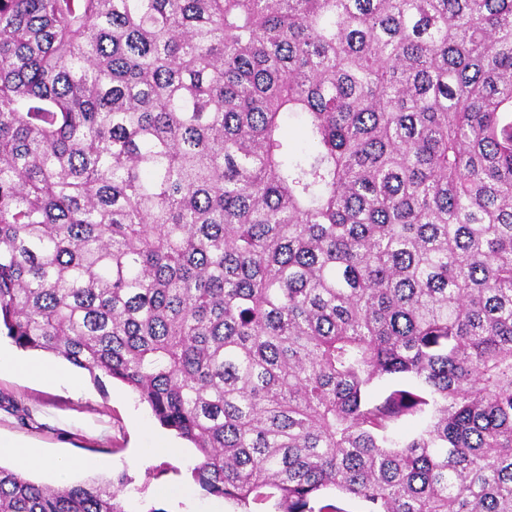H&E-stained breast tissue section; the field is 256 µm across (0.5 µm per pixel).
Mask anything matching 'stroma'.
Wrapping results in <instances>:
<instances>
[{"label": "stroma", "mask_w": 512, "mask_h": 512, "mask_svg": "<svg viewBox=\"0 0 512 512\" xmlns=\"http://www.w3.org/2000/svg\"><path fill=\"white\" fill-rule=\"evenodd\" d=\"M80 378L82 387L74 390L1 373L0 441L71 461L73 483L126 475L120 494L126 512H185L190 504L206 512L215 503L191 476L196 449L180 443V457L172 458L165 445L176 434L129 387L109 379L97 384L85 371Z\"/></svg>", "instance_id": "obj_1"}]
</instances>
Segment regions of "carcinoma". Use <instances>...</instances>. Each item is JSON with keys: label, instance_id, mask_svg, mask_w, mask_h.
Listing matches in <instances>:
<instances>
[{"label": "carcinoma", "instance_id": "1", "mask_svg": "<svg viewBox=\"0 0 512 512\" xmlns=\"http://www.w3.org/2000/svg\"><path fill=\"white\" fill-rule=\"evenodd\" d=\"M0 332L239 512H512V0H0ZM283 135L293 151L301 152L308 148L303 122L299 118L290 116L285 119Z\"/></svg>", "mask_w": 512, "mask_h": 512}]
</instances>
